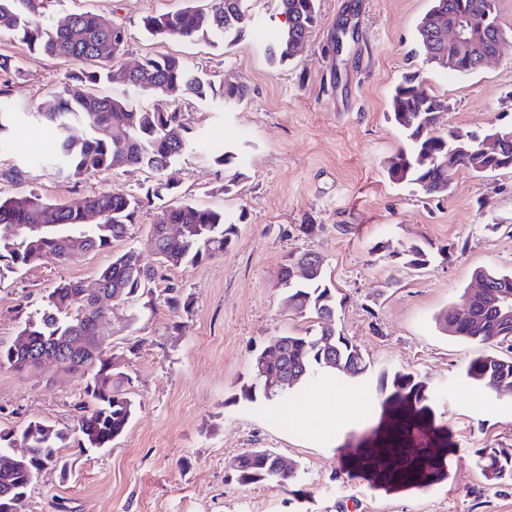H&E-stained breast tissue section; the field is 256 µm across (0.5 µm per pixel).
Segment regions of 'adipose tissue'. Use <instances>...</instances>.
I'll return each mask as SVG.
<instances>
[{"label": "adipose tissue", "instance_id": "obj_1", "mask_svg": "<svg viewBox=\"0 0 512 512\" xmlns=\"http://www.w3.org/2000/svg\"><path fill=\"white\" fill-rule=\"evenodd\" d=\"M355 398L345 397L336 389L335 375L328 374L323 378V385L313 401L303 402L288 412V423L306 438H334L333 418L337 408L348 405L356 406Z\"/></svg>", "mask_w": 512, "mask_h": 512}]
</instances>
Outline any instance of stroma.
<instances>
[{"label":"stroma","mask_w":512,"mask_h":512,"mask_svg":"<svg viewBox=\"0 0 512 512\" xmlns=\"http://www.w3.org/2000/svg\"><path fill=\"white\" fill-rule=\"evenodd\" d=\"M186 0H52L61 24L93 12L122 25L128 42L119 63L175 55L212 82L233 74L248 89L235 104L218 98L175 100L188 132L228 147L236 158L214 162L187 150L166 172L181 200L223 209L239 220V238L223 257L160 269L154 305L112 316L111 349L131 380L135 415L106 450L63 449L68 476L47 468L22 512H512V482L482 477L475 449L512 448V399L489 398L464 377L480 346L445 335L436 318L462 303L478 268L512 270V170L475 176L455 172L448 194L425 197L397 185L387 163L402 146L389 118L394 84L408 72L449 106L440 131L482 133L512 116V35L499 55L461 75L415 54L416 26L429 0H319L320 22L287 62L265 46L280 28L275 0H247L252 26L232 48L222 42L149 39L145 16ZM0 55L23 70L8 98L22 113L0 138V194L35 192L60 202L122 190L144 195L155 182L146 169L125 168L71 181L35 163L33 147L50 144L47 127L25 108L61 88L73 66L29 50L0 32ZM231 191H224V184ZM168 198H151L113 252L131 248L152 262L146 235ZM314 225L306 233L305 225ZM428 240L447 247L422 270L403 265L376 242L393 247ZM113 252L67 263L48 259L0 277V342L10 343L27 314L63 279L94 286ZM313 252L339 305L335 327L369 368L356 408L336 412L335 441L310 440L287 427L264 401L235 402L250 363L271 337L302 334L309 320L289 312L278 272L288 255ZM191 300L189 312L165 304L168 286ZM403 370L431 395L432 428L454 448L446 481L427 489L386 490L369 474L347 479L340 465L348 440L387 442L376 425L385 392L381 375ZM85 399L78 377L55 366L16 373L0 369V431L40 421L72 431ZM251 448H269L297 464L294 485H239L229 463Z\"/></svg>","instance_id":"1"}]
</instances>
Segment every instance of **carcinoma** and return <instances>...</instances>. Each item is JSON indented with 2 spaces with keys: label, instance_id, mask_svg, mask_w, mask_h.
I'll use <instances>...</instances> for the list:
<instances>
[{
  "label": "carcinoma",
  "instance_id": "obj_1",
  "mask_svg": "<svg viewBox=\"0 0 512 512\" xmlns=\"http://www.w3.org/2000/svg\"><path fill=\"white\" fill-rule=\"evenodd\" d=\"M246 2L224 0V6L210 11L187 5L144 17L142 29L160 40L206 39L217 34L229 49L249 25ZM275 2L284 22L266 52L270 60L283 63L293 57L294 47L306 41L317 25L319 7L318 0ZM46 6L45 0H0V31L78 68L33 114L37 122L53 131L52 146L37 158L38 164L74 180L127 167L161 174L197 144L177 124L176 110L145 108L130 97L115 98L97 92V85L109 78L108 65L126 45L124 27L91 12L75 13L68 24L56 25L46 15ZM429 15L438 26L455 15L483 17L489 42L504 31L495 0H431V7L417 25V46L429 62L444 59L450 53L448 43L423 28ZM127 85L133 91H150L162 101L183 95L203 99L212 94L232 104L243 100L247 93L244 84L217 86L202 79L172 55L144 57L129 71ZM442 104L439 97L419 89L413 77H406L395 86L390 97V118L404 134L406 143L388 167L391 181L412 185L432 196L449 191L452 175L461 168L478 176L512 169V152L497 158L478 157L471 154L470 141L453 142L437 131ZM75 122L85 124L89 130L79 141L68 135ZM99 130L106 131L108 137L97 136ZM163 190L165 187L159 182L147 189L145 198ZM143 199L125 191L64 202H50L35 192L21 200L0 198V271L17 273L48 257L65 263L89 252L110 249L126 236ZM238 237L239 225L224 211L180 202L163 209L150 225L148 246L160 265L180 267L224 255ZM372 250H387L414 270L426 268L433 257V245L424 242L400 250L378 242ZM155 275V269L144 262L140 251L131 248L114 253L111 262L99 270L97 287L88 288L81 281H60L41 307L29 313L12 344L0 345V369L22 373L40 367V363L27 357L25 345L32 344L56 355L60 368L84 381L87 401L80 407L73 429L78 434L76 447L81 451L111 447L129 426L135 410L129 379L120 370L117 357L108 353L109 342L90 340L97 335L98 324L112 318V308L103 304L101 293H108L115 306L141 300L147 307L152 303L150 284ZM475 277L484 281L487 288L483 296L471 298V318L459 319L450 310L440 319V329L470 343H506L512 348V319H503L489 302L491 296L512 294V272L481 269ZM279 279L288 310L300 318L316 320L320 330L314 335L271 337L251 361V382L243 385L240 392L248 402L262 398L286 410L295 404L293 390L323 372L334 370L358 378L368 366L357 347L336 333V294L326 283L318 255L307 252L289 256L279 271ZM280 370L292 376L286 388L274 391L267 379ZM465 378L495 399L512 398V357L483 352L469 361ZM382 382L390 389L382 404L388 432L408 424L424 426L432 422L425 383L401 371L382 374ZM69 439L68 432L39 421H30L17 432H0V512H20L29 488L46 467H57L61 474H67L70 461L61 455V449L67 447ZM15 448L27 449V455L12 457ZM402 452L411 457L405 468L395 465L388 449L360 444L346 457L344 467L351 476L369 471L377 486L391 490L427 488L448 478V455L452 449L447 443L428 441ZM476 453L486 481H512L511 451L487 446ZM279 459L280 455L269 448H251L233 460L230 471L242 486L286 485L296 478V469L281 467Z\"/></svg>",
  "mask_w": 512,
  "mask_h": 512
}]
</instances>
